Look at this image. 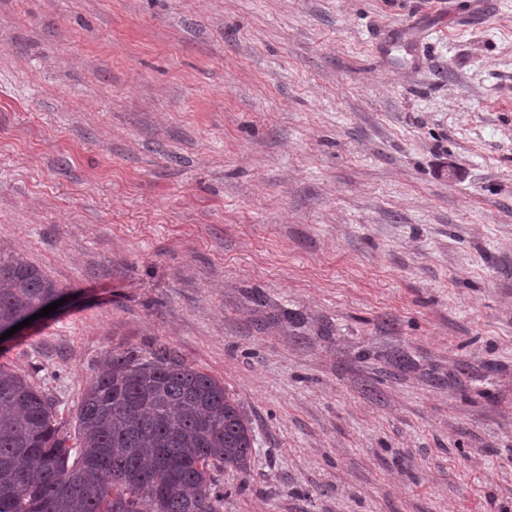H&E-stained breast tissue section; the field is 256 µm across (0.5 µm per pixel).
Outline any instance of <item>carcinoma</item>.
I'll return each instance as SVG.
<instances>
[{
    "label": "carcinoma",
    "mask_w": 512,
    "mask_h": 512,
    "mask_svg": "<svg viewBox=\"0 0 512 512\" xmlns=\"http://www.w3.org/2000/svg\"><path fill=\"white\" fill-rule=\"evenodd\" d=\"M62 295L38 267L0 254V328ZM253 444L224 384L166 343L109 353L73 437L52 400L0 364V512H220L214 471L248 472Z\"/></svg>",
    "instance_id": "cac0c4a2"
}]
</instances>
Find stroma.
<instances>
[{
    "label": "stroma",
    "mask_w": 512,
    "mask_h": 512,
    "mask_svg": "<svg viewBox=\"0 0 512 512\" xmlns=\"http://www.w3.org/2000/svg\"><path fill=\"white\" fill-rule=\"evenodd\" d=\"M0 252L62 431L113 350L223 381L221 512H512V0H0ZM62 295L41 269L0 253V328L14 327Z\"/></svg>",
    "instance_id": "35a3bbf8"
}]
</instances>
